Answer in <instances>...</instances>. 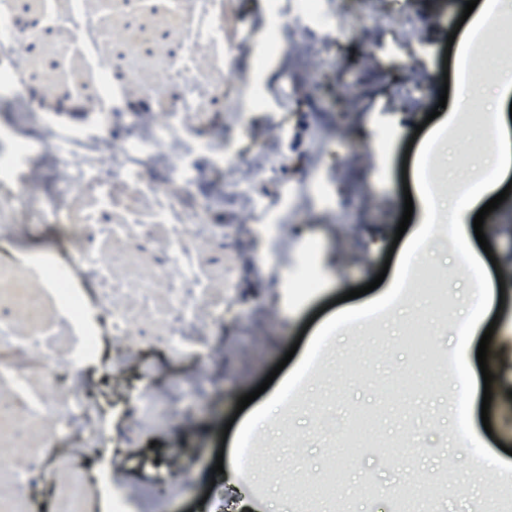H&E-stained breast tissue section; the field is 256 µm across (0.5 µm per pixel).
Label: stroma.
<instances>
[{
    "instance_id": "obj_1",
    "label": "stroma",
    "mask_w": 512,
    "mask_h": 512,
    "mask_svg": "<svg viewBox=\"0 0 512 512\" xmlns=\"http://www.w3.org/2000/svg\"><path fill=\"white\" fill-rule=\"evenodd\" d=\"M94 12L106 35L97 53H84L61 25L74 2ZM221 40L197 41L192 70L202 85L195 110L177 118L187 143L184 164L193 174L185 191L195 220L209 233L194 243L198 271L213 294H229L223 320L194 337L189 355L169 352L173 324L162 313L169 297L161 277L168 257L163 229L147 224L137 235L115 237L107 226L123 223L142 207L141 187L116 185L112 201L63 182H43L49 195L68 197V225L24 224L0 238V254L18 263L0 265V319L32 333H47L61 353L70 351V333L60 327L56 295L42 285L26 256L56 251L61 262L90 253L107 266L103 277L77 274L76 292L99 330L98 355L79 370L64 366L50 385L29 384L31 393L61 402L79 387L99 408L95 447L80 438L60 439L47 416L27 417L8 381L0 380V452L14 465L26 464L23 448H48L68 457L87 484L86 512H112V482L120 480L135 512H199V491L221 507L229 487L211 470L226 441L256 448L252 468L263 475L247 498L252 512H512V503L491 497L512 481L483 467L495 457L512 465V292L489 302L483 324H494L484 386L477 360L481 332L460 337L449 326L471 281L453 277L457 259L446 252L426 254L416 267L443 272L441 284L420 286L407 298L405 316L385 310L382 330L364 336L327 338L336 317L333 302L371 282L381 271L404 211L403 161L415 127L437 105L441 84L431 76L451 68L447 39L466 0H338L329 24L297 32L320 50V58L286 54L257 71L256 43L272 24L288 26L287 0H222ZM16 16L37 20V28L16 25L18 79L39 117L31 122L16 109L20 134L56 129L92 133L108 148L121 146L151 115L162 129L183 87L166 72L189 34L192 0H156L139 10L106 0H0ZM249 26L253 41L239 40ZM232 44L241 73L258 78L262 96L287 87V110L244 105L247 134L241 152L260 157L264 173L251 185L254 196L270 201L288 186L320 176L330 201L305 206L289 224L279 245L242 215H230L217 189L232 89L224 73V46ZM110 70L122 96L104 101L97 78ZM110 121H102L103 113ZM393 137L386 155H376L372 132ZM486 158L483 143L450 141L437 153L443 192H456L473 167ZM233 223H226V216ZM483 231L494 262L484 265V283L512 279V205H499ZM318 244L317 286L295 295L286 284L302 258L305 241ZM154 289L150 311L142 313L125 345L137 362L115 372L118 348L111 318L98 296L112 285ZM418 327L435 354L426 361L409 331ZM329 348L323 367L308 373L313 346ZM466 358H453L456 348ZM471 382L468 394L456 388L459 376ZM299 385L304 405L266 410L270 396L285 384ZM266 385L246 408L241 396ZM489 410H482L484 390ZM150 392L171 396L151 427L141 422V399ZM467 433L458 447V433ZM66 480L38 479L0 490V512H57Z\"/></svg>"
}]
</instances>
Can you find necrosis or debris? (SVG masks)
Segmentation results:
<instances>
[{"instance_id":"1","label":"necrosis or debris","mask_w":512,"mask_h":512,"mask_svg":"<svg viewBox=\"0 0 512 512\" xmlns=\"http://www.w3.org/2000/svg\"><path fill=\"white\" fill-rule=\"evenodd\" d=\"M0 139L12 144L10 152L0 156V233L8 235L19 224H62L67 219L64 200L47 203L40 195L24 191V179L16 166L20 157L37 155L43 147H50L56 153L64 178L70 186L93 189L100 199L108 200L112 197L113 182H125L131 176L141 175L145 157L168 158L180 136L171 126L160 135L148 129L129 139L123 150L107 155L103 152L101 139L82 133H58L46 142L38 136L15 138L12 124L4 120L0 122ZM221 163L226 172L225 199L238 201L251 214L254 223L262 225L267 234H274L276 227L269 222L268 205L251 195V176L239 173L246 161L235 144H225ZM190 179L189 171L177 168L170 175L168 190L152 188L148 191L153 221L163 225L168 233V314L178 325L177 330L169 336V347L176 356L189 351L184 341L185 327L204 317L215 320L224 317L223 301L211 296L194 268L191 242L204 234L205 227L186 220L181 191ZM37 268L42 281L53 289L61 301L62 318L68 326L81 331L76 359L94 357L97 329L88 323L86 306L73 293V279L80 269L103 272L101 260L85 254L73 257L71 262L64 264L54 256L46 255L38 259ZM98 303L110 313L112 334L119 340L129 335L140 309L151 307L152 299L149 289H139L137 304L130 307L124 302L123 289L114 287L101 294ZM60 363L56 349L40 336L20 335L12 324L0 322V371L14 378L17 393L31 416L52 410L54 402L47 397L30 396L27 391L29 380L39 377L51 381ZM97 416L96 406L74 390L66 400L57 425L62 433L79 434L84 447L90 448L94 446L98 433Z\"/></svg>"}]
</instances>
